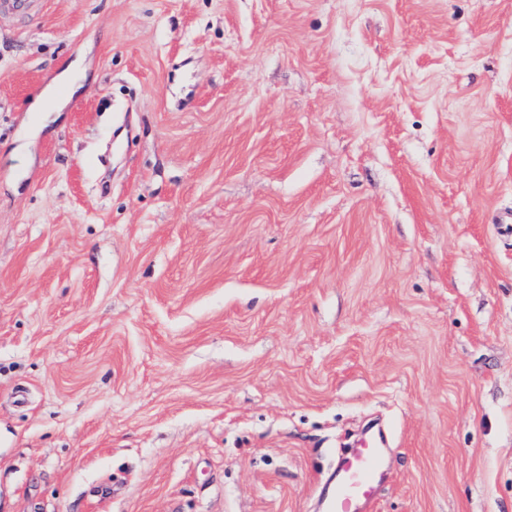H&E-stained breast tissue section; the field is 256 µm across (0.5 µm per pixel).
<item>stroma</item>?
<instances>
[{
  "label": "stroma",
  "mask_w": 512,
  "mask_h": 512,
  "mask_svg": "<svg viewBox=\"0 0 512 512\" xmlns=\"http://www.w3.org/2000/svg\"><path fill=\"white\" fill-rule=\"evenodd\" d=\"M371 423L512 512V0L0 14V512H320Z\"/></svg>",
  "instance_id": "stroma-1"
}]
</instances>
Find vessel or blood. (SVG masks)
<instances>
[{
  "label": "vessel or blood",
  "mask_w": 512,
  "mask_h": 512,
  "mask_svg": "<svg viewBox=\"0 0 512 512\" xmlns=\"http://www.w3.org/2000/svg\"><path fill=\"white\" fill-rule=\"evenodd\" d=\"M383 473V450L374 440L342 459L336 479L323 498V512H372Z\"/></svg>",
  "instance_id": "1"
}]
</instances>
